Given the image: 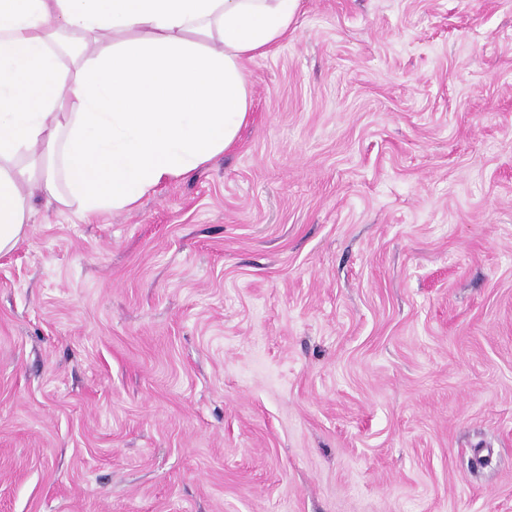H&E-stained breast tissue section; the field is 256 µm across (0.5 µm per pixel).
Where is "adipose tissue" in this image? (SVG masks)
Masks as SVG:
<instances>
[{
    "label": "adipose tissue",
    "mask_w": 512,
    "mask_h": 512,
    "mask_svg": "<svg viewBox=\"0 0 512 512\" xmlns=\"http://www.w3.org/2000/svg\"><path fill=\"white\" fill-rule=\"evenodd\" d=\"M300 0H0V255L28 190L85 217L134 207L236 141L246 61Z\"/></svg>",
    "instance_id": "ef3b65f1"
}]
</instances>
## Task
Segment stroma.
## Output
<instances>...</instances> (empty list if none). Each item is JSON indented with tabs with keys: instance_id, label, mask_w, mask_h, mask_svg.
I'll list each match as a JSON object with an SVG mask.
<instances>
[{
	"instance_id": "obj_1",
	"label": "stroma",
	"mask_w": 512,
	"mask_h": 512,
	"mask_svg": "<svg viewBox=\"0 0 512 512\" xmlns=\"http://www.w3.org/2000/svg\"><path fill=\"white\" fill-rule=\"evenodd\" d=\"M244 75L0 256V512H512V0H301Z\"/></svg>"
}]
</instances>
